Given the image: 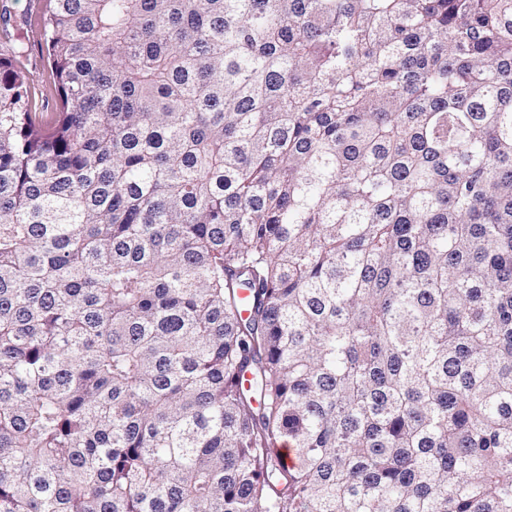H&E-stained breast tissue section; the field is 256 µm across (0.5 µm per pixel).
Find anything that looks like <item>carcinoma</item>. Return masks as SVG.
<instances>
[{
  "label": "carcinoma",
  "instance_id": "carcinoma-1",
  "mask_svg": "<svg viewBox=\"0 0 512 512\" xmlns=\"http://www.w3.org/2000/svg\"><path fill=\"white\" fill-rule=\"evenodd\" d=\"M45 40L46 132L0 57V512H512V0Z\"/></svg>",
  "mask_w": 512,
  "mask_h": 512
}]
</instances>
